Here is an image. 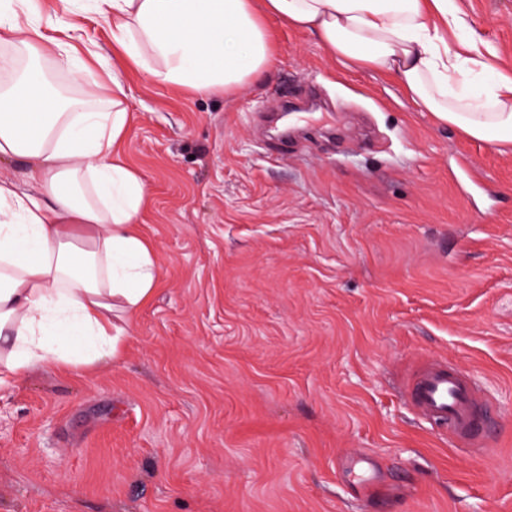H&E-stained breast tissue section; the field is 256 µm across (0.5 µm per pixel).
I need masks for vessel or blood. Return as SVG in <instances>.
<instances>
[{
    "instance_id": "b4317fda",
    "label": "vessel or blood",
    "mask_w": 512,
    "mask_h": 512,
    "mask_svg": "<svg viewBox=\"0 0 512 512\" xmlns=\"http://www.w3.org/2000/svg\"><path fill=\"white\" fill-rule=\"evenodd\" d=\"M405 395L424 420L447 428L457 442L484 453L486 406L468 376L452 363L424 360L406 385Z\"/></svg>"
}]
</instances>
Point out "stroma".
<instances>
[{"mask_svg": "<svg viewBox=\"0 0 512 512\" xmlns=\"http://www.w3.org/2000/svg\"><path fill=\"white\" fill-rule=\"evenodd\" d=\"M40 2L114 57L104 16ZM458 5L512 76V0ZM269 25L230 93L122 72L160 284L118 360L0 385V512H512V149ZM431 356L495 405L487 453L405 401Z\"/></svg>", "mask_w": 512, "mask_h": 512, "instance_id": "obj_1", "label": "stroma"}]
</instances>
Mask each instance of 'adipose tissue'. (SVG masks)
<instances>
[{
	"label": "adipose tissue",
	"mask_w": 512,
	"mask_h": 512,
	"mask_svg": "<svg viewBox=\"0 0 512 512\" xmlns=\"http://www.w3.org/2000/svg\"><path fill=\"white\" fill-rule=\"evenodd\" d=\"M112 41L153 81L194 93L230 92L276 62L265 15L307 30L338 62L393 75L441 123L512 146V78L494 74L479 94L457 76L489 71L492 48L450 45L465 28L455 0H88ZM0 42L29 65L0 85V159L27 158L38 193L0 181V368L63 371L117 357L158 284L139 214L146 185L117 147L128 114L117 67L92 64L84 44L45 32L36 0H0ZM77 93L48 91L45 60Z\"/></svg>",
	"instance_id": "1"
}]
</instances>
